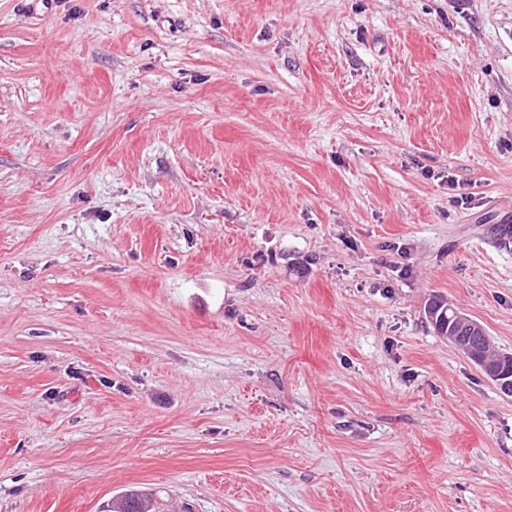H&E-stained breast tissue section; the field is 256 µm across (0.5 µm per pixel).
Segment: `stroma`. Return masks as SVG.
Returning a JSON list of instances; mask_svg holds the SVG:
<instances>
[{"instance_id": "35a3bbf8", "label": "stroma", "mask_w": 512, "mask_h": 512, "mask_svg": "<svg viewBox=\"0 0 512 512\" xmlns=\"http://www.w3.org/2000/svg\"><path fill=\"white\" fill-rule=\"evenodd\" d=\"M512 0H0V512H512ZM454 312H456L455 307L439 298L432 299L425 310L427 320L438 333L446 337L457 329V324L452 319ZM459 322V328L450 341L457 349H463L469 356L479 361L478 354L480 342H482V357L484 359L493 361L494 365L504 369L511 374L512 371V354L510 352H490V344L488 339H484L487 336V331L482 324L472 320L466 314L459 315L457 317ZM484 339V340H483ZM479 367L487 378L496 379V368L492 367L486 362L479 361ZM115 503L118 504L113 508ZM112 508V512H154L156 511V501L152 494L132 489L117 499H113Z\"/></svg>"}]
</instances>
